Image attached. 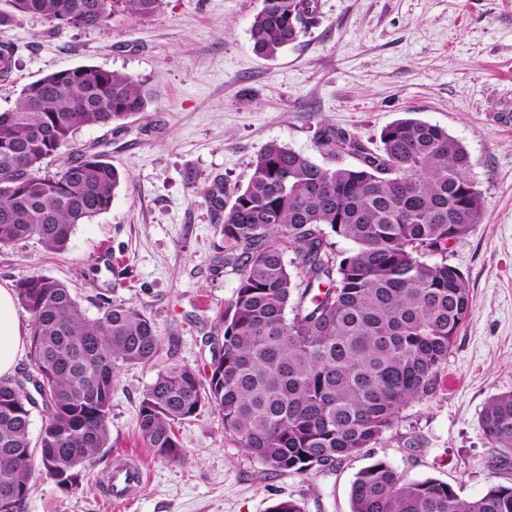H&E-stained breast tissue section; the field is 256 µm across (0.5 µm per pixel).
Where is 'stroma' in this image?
<instances>
[{"label": "stroma", "mask_w": 512, "mask_h": 512, "mask_svg": "<svg viewBox=\"0 0 512 512\" xmlns=\"http://www.w3.org/2000/svg\"><path fill=\"white\" fill-rule=\"evenodd\" d=\"M261 0H163L148 18L118 17L82 32L38 16L0 27L16 67L0 81V111L52 72L91 66L137 77L154 91L146 112L117 134L83 128L81 147H102L126 182L107 212L77 225L68 250L31 238L0 247V284L39 273L65 282L88 317L102 300L134 303L162 341L156 366L120 370L112 389L110 445L79 489L37 481L25 512H350L356 473L382 459L408 480L434 478L467 498L512 486V459L496 461L479 425L494 396L512 391V0H317V17L275 58L258 56L250 26ZM411 116L448 130L467 148L483 219L448 245L467 279L471 309L434 393L411 402L381 443L332 469L266 474L211 407L183 422V464L153 455L137 426L159 368L180 363L210 375L234 298L225 273L221 214L206 193L232 198L257 151L275 142L312 159L317 125L356 133L377 148L381 130ZM125 452L147 482L111 507L101 480Z\"/></svg>", "instance_id": "1"}]
</instances>
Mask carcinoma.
<instances>
[{
  "mask_svg": "<svg viewBox=\"0 0 512 512\" xmlns=\"http://www.w3.org/2000/svg\"><path fill=\"white\" fill-rule=\"evenodd\" d=\"M14 12L79 31L116 16L147 17L162 0H11ZM316 18L314 0H262L250 27L253 50L268 59ZM16 67L0 45V77ZM153 93L128 74L95 67L49 73L23 87L0 112V246L32 237L51 252L73 230L107 212L121 185L105 154L74 148L54 173L47 159L83 127L121 129ZM316 149L355 166H322L271 142L232 203L223 209L224 268L237 277L219 314L224 340L202 382L186 365L160 369L138 408L141 438L154 455L183 463L178 426L206 405L224 432L268 474L332 468L371 448L414 400L431 396L469 316L467 280L443 258L484 212L468 172L470 155L448 130L416 118L385 126L380 147L353 132L319 125ZM350 241L342 255L328 233ZM31 316L33 372L0 378V512H21L40 476L76 490L82 470L110 440L118 370L154 366L161 340L136 305L106 301L96 318L65 283L32 274L16 285ZM45 423L30 436L33 409ZM479 423L500 458L512 456V392L493 397ZM351 512H512V486L478 499L432 478L406 480L384 460L361 469L350 487Z\"/></svg>",
  "mask_w": 512,
  "mask_h": 512,
  "instance_id": "1",
  "label": "carcinoma"
}]
</instances>
